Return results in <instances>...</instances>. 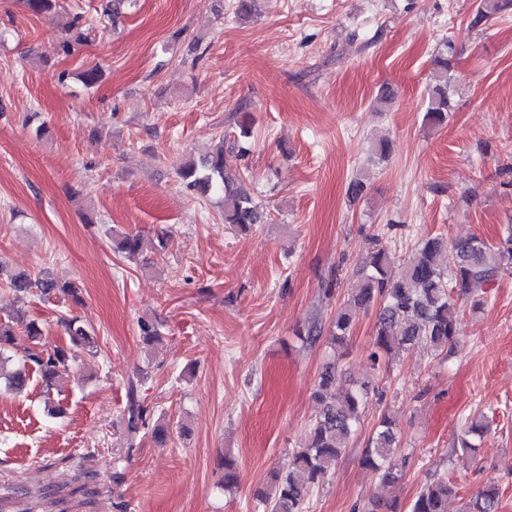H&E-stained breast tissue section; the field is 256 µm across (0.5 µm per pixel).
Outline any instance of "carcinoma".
<instances>
[{
    "label": "carcinoma",
    "instance_id": "cac0c4a2",
    "mask_svg": "<svg viewBox=\"0 0 512 512\" xmlns=\"http://www.w3.org/2000/svg\"><path fill=\"white\" fill-rule=\"evenodd\" d=\"M512 7V0H480L473 18L478 26L491 16ZM455 44L448 40L432 60L433 84L428 91L425 120L439 126L448 121V73L453 67ZM185 187L206 195H223L224 223L248 230L266 219L263 207L254 199L239 177L232 176L226 165L224 145L195 162L190 160L180 168ZM512 267V232L498 242L489 243L478 236L448 241L441 235L418 241L412 252L400 264L382 243V237L368 239L366 255L356 270L355 288L348 293L325 329L311 323L300 338L309 344L326 338L330 347L343 345L350 336L355 310L378 306L374 341L368 359L375 367L388 362L393 354L424 346L435 356L451 355L456 343L458 316L466 303L477 307L481 296L500 273ZM9 288L19 299L30 294L63 293L81 301V289L73 282L60 283L47 272L32 277L17 273L10 277ZM58 323L69 339V346L50 350L39 346L41 329L24 316H8L0 320V392L21 394L26 391L30 372L41 377L45 408L51 415L60 408L52 398L55 378L69 370L71 349H94V337L89 328L70 315ZM343 370L336 355H331L318 376L315 397L320 408L301 448L288 460V470L274 474L268 489L255 493L256 499L269 512H304L309 491L330 474L342 453L348 448L361 423L362 407L375 390L370 381H354L342 394L326 399L325 392L342 381ZM146 409L138 389L130 385L127 399V426L136 430L145 424ZM487 432L482 419L465 424L460 447L476 448ZM363 465L379 473L383 484L392 487L403 476L399 455V438L390 418L382 416L364 450ZM456 494L446 478L426 482L408 509L400 508L398 498L379 500L368 512H448V498ZM499 488L494 483L484 486L464 503L463 512H498Z\"/></svg>",
    "mask_w": 512,
    "mask_h": 512
}]
</instances>
